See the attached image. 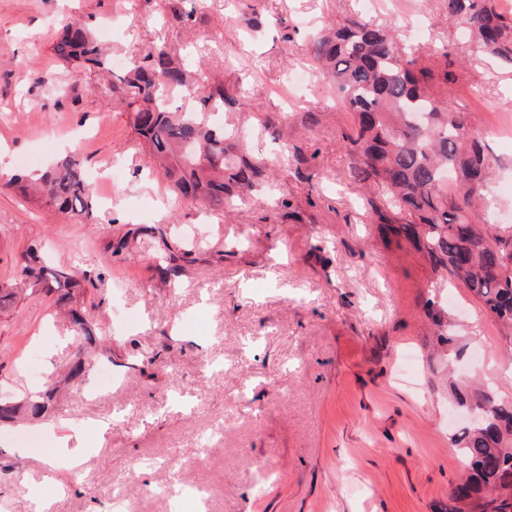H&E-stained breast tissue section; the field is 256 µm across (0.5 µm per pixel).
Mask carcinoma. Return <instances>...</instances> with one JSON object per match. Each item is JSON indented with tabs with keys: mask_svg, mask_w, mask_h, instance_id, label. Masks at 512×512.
<instances>
[{
	"mask_svg": "<svg viewBox=\"0 0 512 512\" xmlns=\"http://www.w3.org/2000/svg\"><path fill=\"white\" fill-rule=\"evenodd\" d=\"M497 0H444L448 21L464 26L477 51L512 64V21ZM391 26L348 18L316 34L310 51L336 94V105L354 115L355 131L345 135L355 180L380 192L370 201L377 222L423 248L437 273L469 290L500 325L512 331V232L488 222L484 200L494 168L461 113L452 111L435 84L434 71L417 57H405ZM55 55L110 77L108 90L133 114V130L143 140L156 170L177 196L211 207L253 193L269 170L262 159L239 150L233 130L212 119V109L233 101L220 84L200 91L192 72L164 48L131 58L112 72L109 55L80 18H71L53 47ZM188 93L200 108L177 112L170 95ZM455 186L448 189V175ZM7 186L21 185L60 210L95 221L93 198L77 155L58 161L39 177L14 174ZM23 255L16 282L0 291V307L26 288L58 292L75 333L95 343L81 283L93 282L75 267H34ZM430 293L423 308L445 354L459 356L460 336L448 309ZM54 388L21 402L0 399V423L19 417L41 419ZM459 407L483 411L480 425L451 438L463 477L448 493L445 512H512V401H505L475 378L452 385Z\"/></svg>",
	"mask_w": 512,
	"mask_h": 512,
	"instance_id": "cac0c4a2",
	"label": "carcinoma"
}]
</instances>
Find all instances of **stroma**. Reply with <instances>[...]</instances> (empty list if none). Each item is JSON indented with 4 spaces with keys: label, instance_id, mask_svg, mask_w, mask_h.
Returning a JSON list of instances; mask_svg holds the SVG:
<instances>
[{
    "label": "stroma",
    "instance_id": "stroma-1",
    "mask_svg": "<svg viewBox=\"0 0 512 512\" xmlns=\"http://www.w3.org/2000/svg\"><path fill=\"white\" fill-rule=\"evenodd\" d=\"M255 7L259 27L243 22ZM192 11L190 24L179 16ZM361 15L400 32L448 76L496 168L487 209L512 227V66L476 53L442 0H0V171H42L78 152L101 224L0 186V285L36 247L87 272L85 306L108 353L82 388L57 393L48 422L0 426V512H171L167 489H200L204 512H434L461 473L464 424L434 371L422 300L425 256L373 218L337 107L308 50L312 35ZM68 17L113 56L164 47L204 55L235 98L224 121L273 181L231 209L177 198L156 174L125 106L52 47ZM128 238V248L110 246ZM181 254L161 272L163 245ZM444 304L474 373L512 399V337L460 282ZM83 341L55 294L0 310V398L44 390ZM111 386L88 396L102 367ZM108 422L98 441L87 429ZM87 448L80 480L53 452Z\"/></svg>",
    "mask_w": 512,
    "mask_h": 512
}]
</instances>
